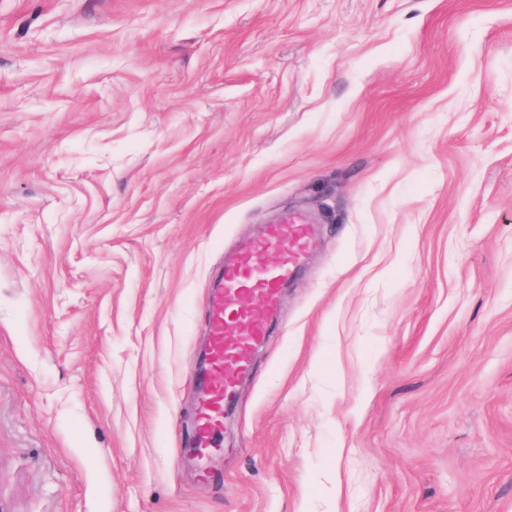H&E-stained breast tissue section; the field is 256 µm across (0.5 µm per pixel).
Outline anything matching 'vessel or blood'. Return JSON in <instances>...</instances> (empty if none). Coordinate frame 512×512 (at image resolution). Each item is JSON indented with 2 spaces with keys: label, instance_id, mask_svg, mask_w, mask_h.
Instances as JSON below:
<instances>
[{
  "label": "vessel or blood",
  "instance_id": "obj_1",
  "mask_svg": "<svg viewBox=\"0 0 512 512\" xmlns=\"http://www.w3.org/2000/svg\"><path fill=\"white\" fill-rule=\"evenodd\" d=\"M311 238V226L302 217L275 225L238 261L225 265L222 279L214 282L209 318L211 362L187 456L202 457L220 448L225 402L247 368L251 347L267 332L266 311L294 274Z\"/></svg>",
  "mask_w": 512,
  "mask_h": 512
}]
</instances>
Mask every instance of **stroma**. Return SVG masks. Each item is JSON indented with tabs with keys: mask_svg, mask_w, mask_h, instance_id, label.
<instances>
[{
	"mask_svg": "<svg viewBox=\"0 0 512 512\" xmlns=\"http://www.w3.org/2000/svg\"><path fill=\"white\" fill-rule=\"evenodd\" d=\"M294 211L199 480L213 275ZM0 512H512V0H0Z\"/></svg>",
	"mask_w": 512,
	"mask_h": 512,
	"instance_id": "obj_1",
	"label": "stroma"
}]
</instances>
